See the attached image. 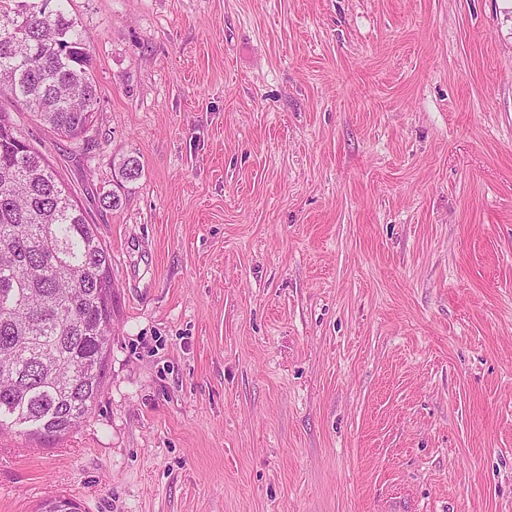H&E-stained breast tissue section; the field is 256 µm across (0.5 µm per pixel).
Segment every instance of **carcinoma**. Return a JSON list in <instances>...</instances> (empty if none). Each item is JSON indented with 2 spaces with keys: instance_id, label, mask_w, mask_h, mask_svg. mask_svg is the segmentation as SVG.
Wrapping results in <instances>:
<instances>
[{
  "instance_id": "carcinoma-1",
  "label": "carcinoma",
  "mask_w": 512,
  "mask_h": 512,
  "mask_svg": "<svg viewBox=\"0 0 512 512\" xmlns=\"http://www.w3.org/2000/svg\"><path fill=\"white\" fill-rule=\"evenodd\" d=\"M66 3L0 0V96L84 141L99 91ZM113 288L96 226L0 111V433L50 443L92 410L108 366Z\"/></svg>"
}]
</instances>
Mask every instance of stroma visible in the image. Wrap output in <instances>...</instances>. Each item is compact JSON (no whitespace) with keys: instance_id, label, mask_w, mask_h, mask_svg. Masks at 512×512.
I'll list each match as a JSON object with an SVG mask.
<instances>
[{"instance_id":"stroma-1","label":"stroma","mask_w":512,"mask_h":512,"mask_svg":"<svg viewBox=\"0 0 512 512\" xmlns=\"http://www.w3.org/2000/svg\"><path fill=\"white\" fill-rule=\"evenodd\" d=\"M67 9L87 142L0 110L96 225L114 332L72 433L0 438V512H512V9Z\"/></svg>"}]
</instances>
